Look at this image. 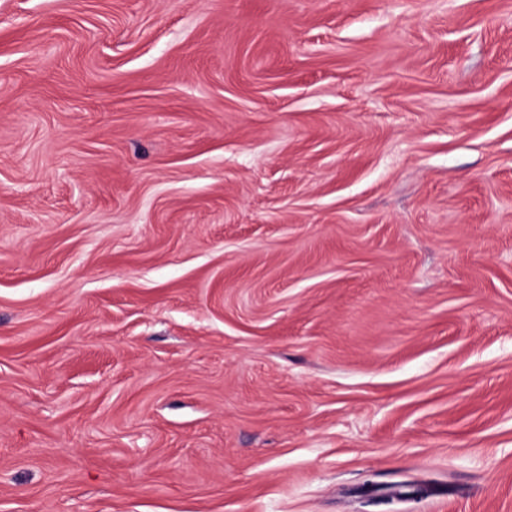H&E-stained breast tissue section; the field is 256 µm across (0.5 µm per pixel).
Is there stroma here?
<instances>
[{"mask_svg": "<svg viewBox=\"0 0 512 512\" xmlns=\"http://www.w3.org/2000/svg\"><path fill=\"white\" fill-rule=\"evenodd\" d=\"M0 512H512V0H0Z\"/></svg>", "mask_w": 512, "mask_h": 512, "instance_id": "obj_1", "label": "stroma"}]
</instances>
